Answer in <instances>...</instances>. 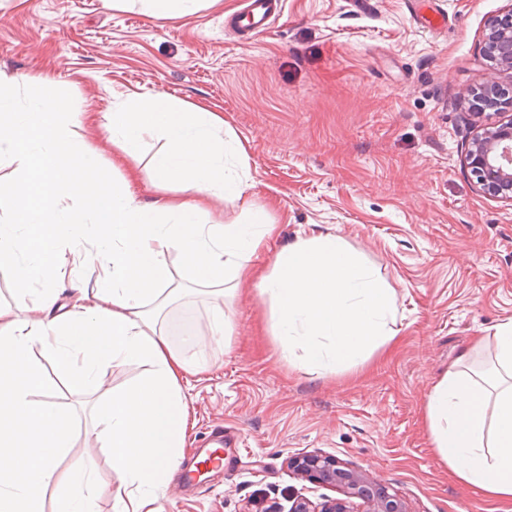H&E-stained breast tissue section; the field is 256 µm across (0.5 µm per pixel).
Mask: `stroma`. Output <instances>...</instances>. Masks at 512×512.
Here are the masks:
<instances>
[{
	"label": "stroma",
	"mask_w": 512,
	"mask_h": 512,
	"mask_svg": "<svg viewBox=\"0 0 512 512\" xmlns=\"http://www.w3.org/2000/svg\"><path fill=\"white\" fill-rule=\"evenodd\" d=\"M422 4L445 15L442 31L411 19L404 0H285L258 34L237 26L243 0L166 21L103 0H0V76L40 77L85 121L142 89L222 113L224 162L247 188L241 202H211V221L267 207L278 233L253 259L267 270L297 239L338 236L395 300L392 342L359 366L319 372L289 356L274 303L250 283L221 301L183 279L163 313L171 341L200 367L183 388L195 425L181 463L204 460L213 427L229 444L205 481L158 491L165 512H288L296 495L338 497L289 468L309 453L364 471L408 512H494L438 463L425 405L459 354L512 320V204L480 192L463 165L470 90L495 81L512 94V73L482 52L512 0ZM86 140L114 178L136 174L140 199H155V140L134 159L113 152L101 128ZM219 307L232 326L222 337L211 330ZM31 359L45 380L33 402L65 410L77 432L60 472L90 467L104 488L97 512H113L123 481L93 397L41 349Z\"/></svg>",
	"instance_id": "stroma-1"
}]
</instances>
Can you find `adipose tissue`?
<instances>
[{"instance_id":"ef3b65f1","label":"adipose tissue","mask_w":512,"mask_h":512,"mask_svg":"<svg viewBox=\"0 0 512 512\" xmlns=\"http://www.w3.org/2000/svg\"><path fill=\"white\" fill-rule=\"evenodd\" d=\"M99 124L130 158L146 137H157L151 186L176 190V197L141 202L130 179L111 180L68 97L45 94L36 77L0 78V164L15 167L13 179L0 182V259L17 292L15 306H0V512H42V492L54 482L55 512H96L100 490L87 468L57 479V458L74 432L69 415L31 400L42 383L30 359L37 345L95 398L113 467L135 487L116 496L114 512H162L156 493L172 480L189 428L182 381L195 371L157 318L175 295L168 251L217 296L225 284L254 281L277 305L278 334L300 348L308 367L358 366L393 338L390 289L340 237L300 239L259 272L251 258L276 230L269 212L250 209L243 224L209 222V199L238 201L246 190L224 164L219 113L160 92H133L101 113ZM80 238L92 246L97 281L71 280L74 303L60 311L47 275L63 263L64 245ZM37 281L43 287L36 291ZM475 347L487 350L488 367L472 370L470 354H462L435 382L425 420L450 475L510 506L512 321ZM131 360L148 364V372L105 389L102 368Z\"/></svg>"}]
</instances>
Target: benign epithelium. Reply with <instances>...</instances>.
<instances>
[{
	"instance_id": "1",
	"label": "benign epithelium",
	"mask_w": 512,
	"mask_h": 512,
	"mask_svg": "<svg viewBox=\"0 0 512 512\" xmlns=\"http://www.w3.org/2000/svg\"><path fill=\"white\" fill-rule=\"evenodd\" d=\"M484 45L485 57L494 68L512 71V5L489 27ZM465 164L484 193L512 203V114L494 124L475 126ZM291 465L308 481L341 488L345 498L316 504L299 497L289 512H356L354 498L362 501L363 512H407L400 498L389 494L367 474L344 467L334 457L303 455L292 460Z\"/></svg>"
}]
</instances>
